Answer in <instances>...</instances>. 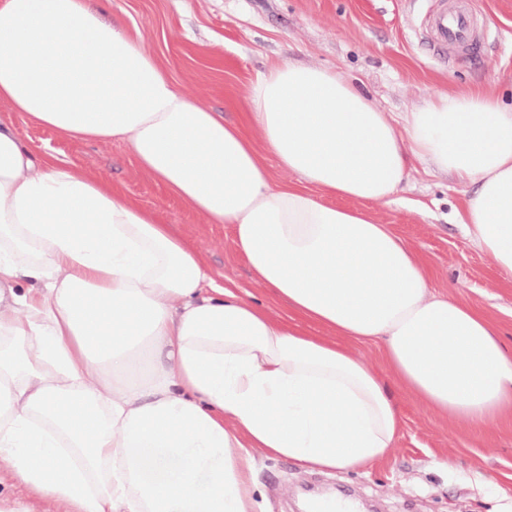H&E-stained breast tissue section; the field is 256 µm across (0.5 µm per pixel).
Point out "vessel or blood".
Masks as SVG:
<instances>
[{
  "label": "vessel or blood",
  "instance_id": "obj_1",
  "mask_svg": "<svg viewBox=\"0 0 512 512\" xmlns=\"http://www.w3.org/2000/svg\"><path fill=\"white\" fill-rule=\"evenodd\" d=\"M434 49L451 46L476 54L481 40L475 35V18L469 0H442L426 15Z\"/></svg>",
  "mask_w": 512,
  "mask_h": 512
}]
</instances>
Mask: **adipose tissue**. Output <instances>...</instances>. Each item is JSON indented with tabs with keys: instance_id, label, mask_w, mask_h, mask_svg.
I'll return each instance as SVG.
<instances>
[{
	"instance_id": "adipose-tissue-1",
	"label": "adipose tissue",
	"mask_w": 512,
	"mask_h": 512,
	"mask_svg": "<svg viewBox=\"0 0 512 512\" xmlns=\"http://www.w3.org/2000/svg\"><path fill=\"white\" fill-rule=\"evenodd\" d=\"M1 101L60 138L124 143L232 225L279 306L218 284L158 211L0 122V461L58 512H253L255 448L380 462L401 429L386 371L439 414L512 418V345L435 294L428 260L367 210L429 162L470 187L461 221L512 276V104L474 88L397 118L288 62L228 123L88 0H0ZM265 152L301 184H275ZM369 343L381 368L355 352Z\"/></svg>"
}]
</instances>
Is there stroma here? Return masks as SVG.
Wrapping results in <instances>:
<instances>
[{
  "mask_svg": "<svg viewBox=\"0 0 512 512\" xmlns=\"http://www.w3.org/2000/svg\"><path fill=\"white\" fill-rule=\"evenodd\" d=\"M104 18L125 28L176 86L234 122L252 83L274 64L296 62L339 72L383 111L401 115L440 93L481 87L512 103V0H474L493 32L480 58L446 61L420 42L431 0H91ZM37 152H49L123 188L137 205L208 257L215 274L270 298L254 283L233 246L228 224H210L144 173L119 141L76 142L29 122L0 103ZM467 188L433 166L415 163L393 202L370 205L379 223L394 225L434 271L433 288L484 310L512 342V277L469 239L456 214ZM391 393L402 428L389 457L356 471L325 474L285 456L253 452L255 512H295L302 484L356 500L362 512H512V422L473 429L419 406L398 386ZM452 460V471L434 465Z\"/></svg>",
  "mask_w": 512,
  "mask_h": 512,
  "instance_id": "obj_1",
  "label": "stroma"
}]
</instances>
